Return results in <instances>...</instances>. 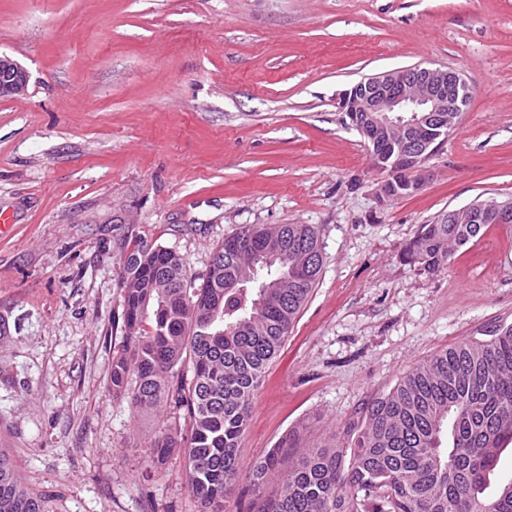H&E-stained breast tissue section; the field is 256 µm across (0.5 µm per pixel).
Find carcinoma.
<instances>
[{"instance_id": "1", "label": "carcinoma", "mask_w": 512, "mask_h": 512, "mask_svg": "<svg viewBox=\"0 0 512 512\" xmlns=\"http://www.w3.org/2000/svg\"><path fill=\"white\" fill-rule=\"evenodd\" d=\"M471 211L422 226L404 250L434 273L449 246L481 236ZM322 268L310 224L246 225L215 249L201 282L162 247L139 245L123 262V344L112 356V391L135 409L168 406L184 426L149 442L148 457L184 461L200 512H229L242 473L239 441L269 362ZM512 442V326L464 341L406 373L332 443L296 460L280 441L250 468L256 512H512V477L496 471ZM283 477L264 496L267 475ZM0 512H44L0 452Z\"/></svg>"}]
</instances>
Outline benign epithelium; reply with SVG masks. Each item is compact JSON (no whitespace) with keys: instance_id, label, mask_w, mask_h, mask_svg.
I'll list each match as a JSON object with an SVG mask.
<instances>
[{"instance_id":"obj_1","label":"benign epithelium","mask_w":512,"mask_h":512,"mask_svg":"<svg viewBox=\"0 0 512 512\" xmlns=\"http://www.w3.org/2000/svg\"><path fill=\"white\" fill-rule=\"evenodd\" d=\"M8 80L0 83V97L27 94L28 71L13 58L0 54V72ZM470 84L458 71L416 65L371 76L342 94L340 108L372 146L393 128L402 133L397 151L376 159L375 168L386 174L380 193L400 198L420 191L429 177L427 161L443 143L431 138V128L453 129L452 113L461 111ZM483 218L496 224L512 222V198L479 203Z\"/></svg>"}]
</instances>
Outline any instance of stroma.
I'll return each mask as SVG.
<instances>
[{"label":"stroma","instance_id":"obj_1","mask_svg":"<svg viewBox=\"0 0 512 512\" xmlns=\"http://www.w3.org/2000/svg\"><path fill=\"white\" fill-rule=\"evenodd\" d=\"M0 448L46 512H198L183 462L151 465L168 410L114 394L118 277L138 244L189 276L246 224H310L323 266L252 404L251 466L292 435L332 440L417 364L512 324V229L434 273L421 225L512 198V0H0ZM453 69L473 93L417 193L384 173L338 102L395 68ZM8 74V80L2 76L0 97H21L27 94L29 85L28 71L17 61L7 55L0 54V73Z\"/></svg>","mask_w":512,"mask_h":512}]
</instances>
